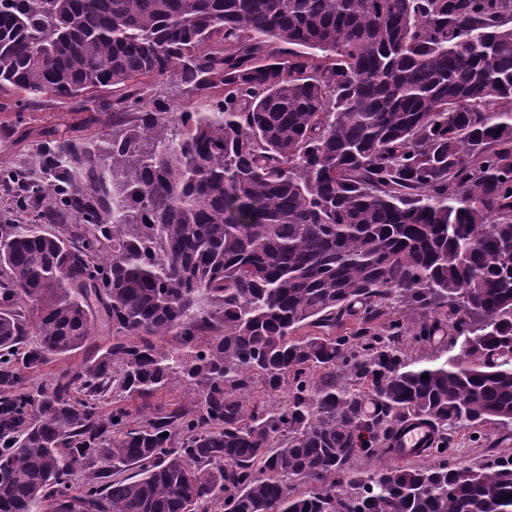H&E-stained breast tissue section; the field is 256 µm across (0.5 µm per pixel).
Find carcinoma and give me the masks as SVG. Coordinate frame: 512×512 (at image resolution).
<instances>
[{"label": "carcinoma", "mask_w": 512, "mask_h": 512, "mask_svg": "<svg viewBox=\"0 0 512 512\" xmlns=\"http://www.w3.org/2000/svg\"><path fill=\"white\" fill-rule=\"evenodd\" d=\"M98 89L0 173V512H512V0H0V95ZM112 343L111 333L95 331L91 339L86 343L85 348L78 352L71 354L69 357L52 360L51 362L43 365L40 370L32 374L30 377L31 382L38 384L43 381L51 380L56 373L67 367H75L82 362L87 354H90L98 348L107 347ZM192 398L193 394L188 389L181 385H175L157 392L150 402L154 406L165 407L169 410L189 404ZM433 432L430 425L415 421L407 425L401 432L398 443L404 452L402 459H410L416 455V448H427L431 446ZM484 438L473 440L470 430H461L454 434L451 444L455 458L465 464H474L485 458L487 449L493 444L498 450L512 453V430L505 432L495 424L483 427Z\"/></svg>", "instance_id": "carcinoma-1"}]
</instances>
